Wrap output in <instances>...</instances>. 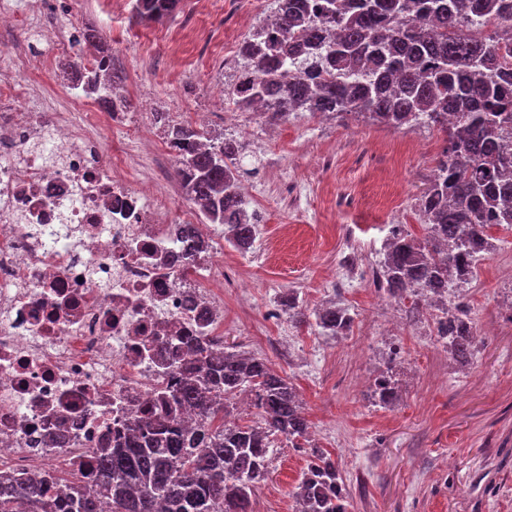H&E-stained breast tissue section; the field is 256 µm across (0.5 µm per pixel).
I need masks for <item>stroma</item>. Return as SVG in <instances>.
Returning a JSON list of instances; mask_svg holds the SVG:
<instances>
[{
	"label": "stroma",
	"instance_id": "obj_1",
	"mask_svg": "<svg viewBox=\"0 0 512 512\" xmlns=\"http://www.w3.org/2000/svg\"><path fill=\"white\" fill-rule=\"evenodd\" d=\"M232 2L181 0L174 15L139 23L114 0H72L68 10L48 9L46 21L68 34L102 30L138 114L137 128L103 126L102 141L127 148L128 178L155 182L170 219L186 208L176 164L163 146L138 147L157 111L188 123L211 113L212 134L244 146L241 182L274 175L302 184L297 197L263 189L248 204L263 212L252 248L224 249L247 281L243 293L224 296V346L266 358L294 385L318 447L346 479L351 512H512V232L493 231L494 250L461 291L481 336L470 364L459 365L437 334L442 307L409 322L408 300L392 299L372 279L391 225L425 234L416 203L442 156L443 134L308 112L272 126L260 113L237 111L219 93L242 63L224 53V30L236 23ZM348 256L350 280L326 276ZM290 292L311 309L326 300L349 307V335L270 318L271 301ZM283 336L294 338L291 350L280 348ZM394 347L404 358L396 367ZM389 368L399 399L384 408L369 383ZM274 444L251 512H286L306 466L303 449L282 436Z\"/></svg>",
	"mask_w": 512,
	"mask_h": 512
}]
</instances>
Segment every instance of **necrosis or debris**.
I'll return each mask as SVG.
<instances>
[{"label":"necrosis or debris","mask_w":512,"mask_h":512,"mask_svg":"<svg viewBox=\"0 0 512 512\" xmlns=\"http://www.w3.org/2000/svg\"><path fill=\"white\" fill-rule=\"evenodd\" d=\"M38 27L50 52L21 51L0 77V469L92 468L127 419L163 403L186 342L224 333L222 260L188 242L162 198L103 151L96 114L73 122L32 80L80 51L43 12L0 13V37Z\"/></svg>","instance_id":"4bbe7bcc"}]
</instances>
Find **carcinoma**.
<instances>
[{"label": "carcinoma", "mask_w": 512, "mask_h": 512, "mask_svg": "<svg viewBox=\"0 0 512 512\" xmlns=\"http://www.w3.org/2000/svg\"><path fill=\"white\" fill-rule=\"evenodd\" d=\"M274 15L253 28L240 56L244 67L231 96L241 109L260 106L274 123L294 112L366 121L399 129L426 125L446 146L418 199L426 236L392 237L375 271L393 297H435L473 277L490 230H512V0H275ZM180 0H136L135 17L159 21ZM497 21L494 36L468 27ZM92 72L78 90L99 94ZM155 121L178 151L177 175L203 224L227 228L229 241L248 250L256 236L238 192L242 147L175 122ZM354 322L345 307L316 313L327 336H344ZM476 327L468 312L439 335L460 362L474 355ZM197 366L185 371L170 406L198 411L187 428L168 411L147 410L127 425L122 448L94 451V473L52 472L16 478L0 472V512H250L269 472L274 436L293 442L309 422L293 385L260 357L218 353L190 344ZM254 395L257 424L231 423L228 401ZM374 402L393 405L391 371L374 382ZM294 496L298 512H350L345 480L331 454L310 447Z\"/></svg>", "instance_id": "carcinoma-1"}]
</instances>
